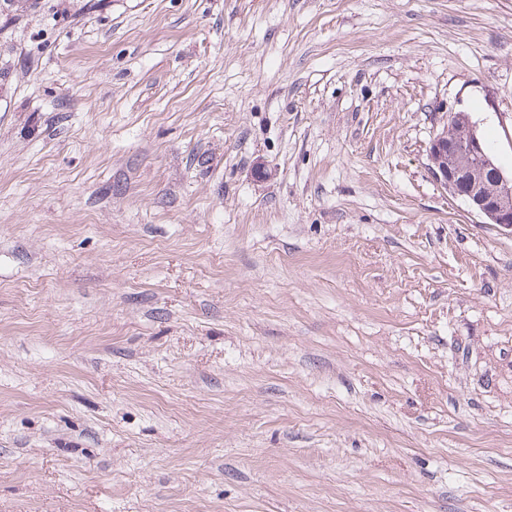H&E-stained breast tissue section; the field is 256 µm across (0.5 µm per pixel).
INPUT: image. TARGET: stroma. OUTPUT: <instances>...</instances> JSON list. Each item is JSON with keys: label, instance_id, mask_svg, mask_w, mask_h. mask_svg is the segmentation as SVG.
I'll return each instance as SVG.
<instances>
[{"label": "stroma", "instance_id": "1", "mask_svg": "<svg viewBox=\"0 0 512 512\" xmlns=\"http://www.w3.org/2000/svg\"><path fill=\"white\" fill-rule=\"evenodd\" d=\"M512 0H0V512H512ZM459 132L448 135V124L430 142L428 170L443 189L464 199L471 210L512 231V173L494 165L476 122L465 112L450 115ZM492 168L490 180L485 170Z\"/></svg>", "mask_w": 512, "mask_h": 512}]
</instances>
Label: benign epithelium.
Wrapping results in <instances>:
<instances>
[{
  "mask_svg": "<svg viewBox=\"0 0 512 512\" xmlns=\"http://www.w3.org/2000/svg\"><path fill=\"white\" fill-rule=\"evenodd\" d=\"M450 119L457 133L450 136L445 128L429 144L431 176L488 223L512 231V173L493 164L469 114L456 112Z\"/></svg>",
  "mask_w": 512,
  "mask_h": 512,
  "instance_id": "7a95c632",
  "label": "benign epithelium"
}]
</instances>
